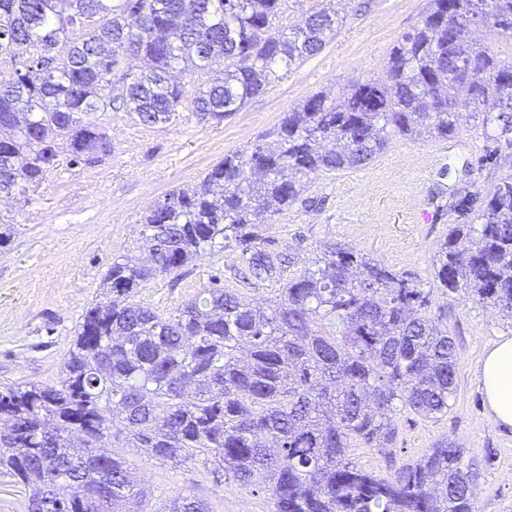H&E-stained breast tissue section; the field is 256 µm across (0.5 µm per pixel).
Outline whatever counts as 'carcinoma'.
<instances>
[{
  "label": "carcinoma",
  "mask_w": 512,
  "mask_h": 512,
  "mask_svg": "<svg viewBox=\"0 0 512 512\" xmlns=\"http://www.w3.org/2000/svg\"><path fill=\"white\" fill-rule=\"evenodd\" d=\"M286 2L0 0V66H9L0 70V196L26 201L64 152L78 165L103 162L111 143L92 116L113 105L116 82L142 125L185 105L201 122H223L335 34L326 0L284 32ZM450 16H488L512 41V0H427L384 79L356 81L334 101L308 97L269 139L224 156L197 190L172 191L141 217L150 264L112 261L62 380L0 386V474L25 486L29 503L209 512L192 494L149 508L125 457L102 447L110 437L149 460L198 461L217 484L264 490L273 512H475L481 469L451 438L385 475L347 456L354 441L395 445L399 409L437 418L456 394L455 343L415 279L335 247L266 305L221 287L167 316L134 300L141 283L229 240L251 252L257 278H274L248 226L288 209L311 176L368 164L392 136L448 139L464 108L490 132L486 161L512 149V58L450 31ZM179 65L206 79L190 89L171 80ZM452 210L472 218L448 228L438 289L467 288L512 319V177L477 207L456 193Z\"/></svg>",
  "instance_id": "obj_1"
}]
</instances>
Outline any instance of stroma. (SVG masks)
<instances>
[{"label": "stroma", "mask_w": 512, "mask_h": 512, "mask_svg": "<svg viewBox=\"0 0 512 512\" xmlns=\"http://www.w3.org/2000/svg\"><path fill=\"white\" fill-rule=\"evenodd\" d=\"M333 4L340 19L335 36L222 123L199 122L186 110L152 127L121 110L96 113L94 121L112 144L103 163L84 167L61 158L29 203L0 199V218L15 225L0 248V385L58 382L61 360L84 310L100 300L113 259L147 255L141 214L171 190H193L214 164L271 133L284 112L312 94L332 96L351 80L382 79L394 43L419 24L427 0ZM486 146L481 124L467 111L451 138L393 137L365 166L314 175L299 201L257 225L255 233L259 250L290 258L293 273L309 267L323 248L337 246L417 276L431 290V313L441 316L456 346L457 392L448 414L429 419L398 411L395 446L355 442L347 454L383 475L390 465L416 461L451 437L481 465L476 512H512V430L488 421L475 376L485 350L512 337V320L466 291L441 295L433 269L456 221L449 211L454 192L464 188L482 197L512 174L510 156L495 165L484 162ZM215 274L224 289L259 301L275 298L283 285L279 278H252L241 247L232 244L143 282L137 298L167 314L210 288ZM123 454L153 506L192 493L210 512H272L266 493L215 484L201 465L152 463L131 448Z\"/></svg>", "instance_id": "obj_1"}]
</instances>
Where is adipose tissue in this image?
I'll list each match as a JSON object with an SVG mask.
<instances>
[{
  "label": "adipose tissue",
  "instance_id": "1",
  "mask_svg": "<svg viewBox=\"0 0 512 512\" xmlns=\"http://www.w3.org/2000/svg\"><path fill=\"white\" fill-rule=\"evenodd\" d=\"M477 378L486 396L490 423L512 427V338L502 337L484 352Z\"/></svg>",
  "mask_w": 512,
  "mask_h": 512
}]
</instances>
